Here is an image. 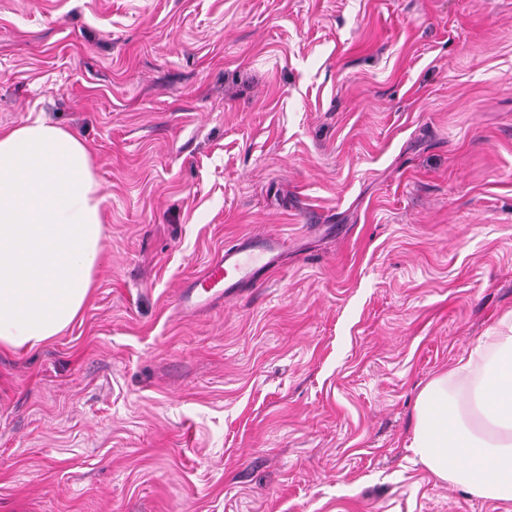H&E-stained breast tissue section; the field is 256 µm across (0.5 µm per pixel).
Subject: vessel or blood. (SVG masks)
Here are the masks:
<instances>
[{"mask_svg": "<svg viewBox=\"0 0 512 512\" xmlns=\"http://www.w3.org/2000/svg\"><path fill=\"white\" fill-rule=\"evenodd\" d=\"M284 245L279 235L264 233L246 236L225 246L202 274L182 289L181 305L197 309L235 296L276 264Z\"/></svg>", "mask_w": 512, "mask_h": 512, "instance_id": "vessel-or-blood-1", "label": "vessel or blood"}]
</instances>
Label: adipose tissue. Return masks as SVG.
I'll use <instances>...</instances> for the list:
<instances>
[{
    "label": "adipose tissue",
    "mask_w": 512,
    "mask_h": 512,
    "mask_svg": "<svg viewBox=\"0 0 512 512\" xmlns=\"http://www.w3.org/2000/svg\"><path fill=\"white\" fill-rule=\"evenodd\" d=\"M104 203L74 133L40 117L0 128V349H39L81 316ZM409 449L439 479L512 501V311L420 390Z\"/></svg>",
    "instance_id": "obj_1"
}]
</instances>
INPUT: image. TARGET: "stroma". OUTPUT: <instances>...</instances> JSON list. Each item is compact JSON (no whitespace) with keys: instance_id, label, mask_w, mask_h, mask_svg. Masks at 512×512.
<instances>
[{"instance_id":"obj_1","label":"stroma","mask_w":512,"mask_h":512,"mask_svg":"<svg viewBox=\"0 0 512 512\" xmlns=\"http://www.w3.org/2000/svg\"><path fill=\"white\" fill-rule=\"evenodd\" d=\"M37 115L94 151L104 260L0 351V512H512L408 448L512 310V0H0V128ZM285 242L275 233H264L225 245L224 251L208 263L202 274L182 289L181 305L197 309L235 296L276 264Z\"/></svg>"}]
</instances>
